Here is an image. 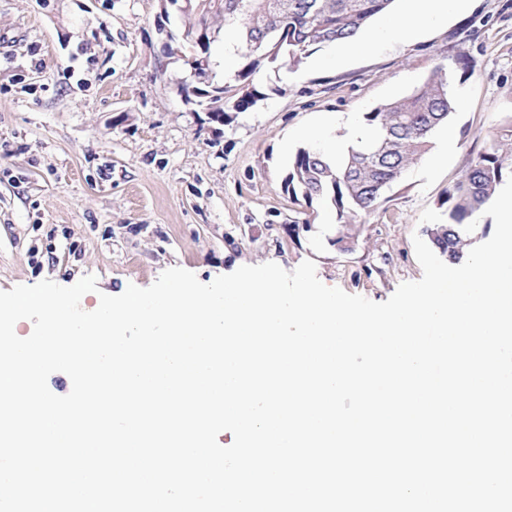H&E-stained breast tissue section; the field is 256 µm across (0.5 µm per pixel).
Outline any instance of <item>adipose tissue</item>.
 <instances>
[{
	"label": "adipose tissue",
	"mask_w": 512,
	"mask_h": 512,
	"mask_svg": "<svg viewBox=\"0 0 512 512\" xmlns=\"http://www.w3.org/2000/svg\"><path fill=\"white\" fill-rule=\"evenodd\" d=\"M404 10L395 16L378 36L368 37L362 43L349 42L344 44L345 53L358 49H374L378 40L403 41L414 36L420 25L447 16L448 12L464 11L469 0H405Z\"/></svg>",
	"instance_id": "ef3b65f1"
}]
</instances>
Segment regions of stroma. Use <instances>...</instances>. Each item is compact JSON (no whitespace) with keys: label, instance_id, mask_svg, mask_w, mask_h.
I'll use <instances>...</instances> for the list:
<instances>
[{"label":"stroma","instance_id":"obj_1","mask_svg":"<svg viewBox=\"0 0 512 512\" xmlns=\"http://www.w3.org/2000/svg\"><path fill=\"white\" fill-rule=\"evenodd\" d=\"M180 31L160 0H0V291L92 275L88 309L96 293L148 287L173 267L205 283L240 265L291 271L307 259L323 284L375 302L421 279L413 235L447 222L449 187L487 136L512 125V0H470L412 40L338 65L332 43L298 68L263 64L241 81L215 42L221 125L193 93L191 48L168 50ZM461 59L472 72L454 105V146L433 141L339 252L334 212L283 189L299 130L328 118L344 135L349 115ZM254 88L263 100L237 109Z\"/></svg>","mask_w":512,"mask_h":512}]
</instances>
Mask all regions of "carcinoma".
Returning <instances> with one entry per match:
<instances>
[{"label":"carcinoma","instance_id":"carcinoma-1","mask_svg":"<svg viewBox=\"0 0 512 512\" xmlns=\"http://www.w3.org/2000/svg\"><path fill=\"white\" fill-rule=\"evenodd\" d=\"M179 12L186 36L207 27L212 38L195 51L192 69L199 80L211 70V46L221 31L232 29L248 63L245 79L263 63L285 60L299 66L318 47L346 41L373 17L389 10L394 0H188ZM453 76L438 67L410 95L363 114L374 138L351 145L341 158L323 148H300L290 162L284 191L308 205L321 201L337 218L334 242H358L359 225L378 213L387 192L401 183L406 171L421 161L435 133L448 125L454 111ZM512 175V129L487 139L483 151L448 189V223L433 225L427 234L439 252L463 259L473 244L482 214Z\"/></svg>","mask_w":512,"mask_h":512}]
</instances>
